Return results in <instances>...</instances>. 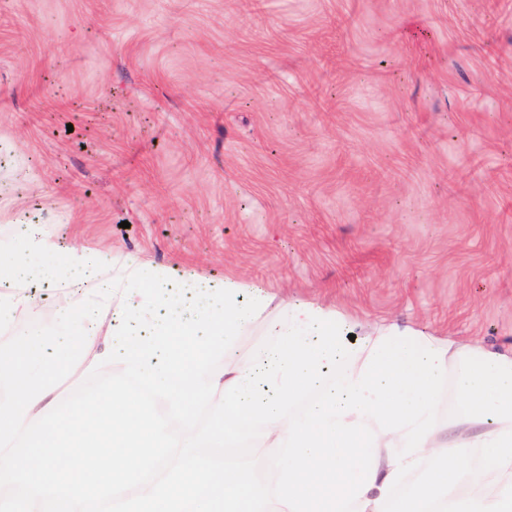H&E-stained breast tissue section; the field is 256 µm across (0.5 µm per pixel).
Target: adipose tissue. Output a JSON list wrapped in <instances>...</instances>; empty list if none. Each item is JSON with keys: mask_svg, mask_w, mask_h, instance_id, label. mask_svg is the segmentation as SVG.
<instances>
[{"mask_svg": "<svg viewBox=\"0 0 512 512\" xmlns=\"http://www.w3.org/2000/svg\"><path fill=\"white\" fill-rule=\"evenodd\" d=\"M16 241L0 242V330L21 321L40 318L44 309L36 291L51 297H61L69 304L81 299L83 293L113 275L129 276L138 266L136 258H125L120 267H113L112 259L89 246H62L46 236L36 221L17 225ZM56 253L60 263L43 268L32 263L37 254ZM446 360L461 357L463 364L455 377V388L462 403L452 435L435 431L429 435L423 450L425 454L495 438L503 430H512V353H503L479 344L457 346L445 343ZM405 441L400 433L379 435L376 453L375 481L367 493L357 501V512H376L375 501L380 488L393 467L387 454L388 446L403 450ZM512 481V464L495 469L486 476H464L450 494L451 500L468 497L483 504L495 503L507 482Z\"/></svg>", "mask_w": 512, "mask_h": 512, "instance_id": "ef3b65f1", "label": "adipose tissue"}]
</instances>
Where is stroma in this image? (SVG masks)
<instances>
[{
    "label": "stroma",
    "instance_id": "1",
    "mask_svg": "<svg viewBox=\"0 0 512 512\" xmlns=\"http://www.w3.org/2000/svg\"><path fill=\"white\" fill-rule=\"evenodd\" d=\"M512 350V0H0V239Z\"/></svg>",
    "mask_w": 512,
    "mask_h": 512
}]
</instances>
